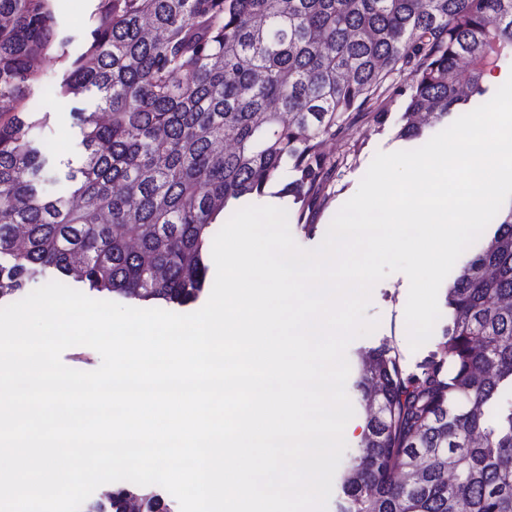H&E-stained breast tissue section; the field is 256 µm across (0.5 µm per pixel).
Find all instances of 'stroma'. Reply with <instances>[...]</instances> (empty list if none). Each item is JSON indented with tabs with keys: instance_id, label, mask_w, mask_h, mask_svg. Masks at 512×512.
<instances>
[{
	"instance_id": "stroma-1",
	"label": "stroma",
	"mask_w": 512,
	"mask_h": 512,
	"mask_svg": "<svg viewBox=\"0 0 512 512\" xmlns=\"http://www.w3.org/2000/svg\"><path fill=\"white\" fill-rule=\"evenodd\" d=\"M55 6L58 30L69 38L71 53L79 54L83 37L92 23L94 0H56ZM62 80V71L57 65L50 64L45 66L42 79L30 90L33 108L48 115L46 126L35 131L33 145L49 153L48 167L53 180L45 189L51 193L61 191L70 167L81 157L76 110L90 112L98 103V97L92 91L77 97L62 96ZM405 104V97L390 96L382 105L384 122H377L373 113L358 112L345 130L333 136L335 150L329 155L332 167L324 174L317 195L298 207L300 221L289 224L290 232L301 248L312 249L322 242L335 214L356 193L376 153L419 148V141H405L397 136ZM408 290L409 280L400 272L388 275L374 286L366 314L377 320L378 327L371 335L354 339L349 344V363H356L362 349L385 345L398 352L406 374H421L423 364L436 350L437 341L432 338L418 349L410 348L404 317Z\"/></svg>"
}]
</instances>
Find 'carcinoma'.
Instances as JSON below:
<instances>
[{
	"label": "carcinoma",
	"mask_w": 512,
	"mask_h": 512,
	"mask_svg": "<svg viewBox=\"0 0 512 512\" xmlns=\"http://www.w3.org/2000/svg\"><path fill=\"white\" fill-rule=\"evenodd\" d=\"M57 37L54 0H0V301L48 273L90 292L185 306L203 292L213 228L229 202L293 179L303 203L322 151L396 73L415 117L438 123L492 99L484 75L512 58V0H98L84 51ZM67 70L83 157L67 174L76 207L43 189L47 152L29 87L36 60ZM439 359L404 376L389 348L356 387L369 413L343 473L342 512H512V207L448 288ZM137 512H166L134 486ZM124 489L86 512H131Z\"/></svg>",
	"instance_id": "carcinoma-1"
}]
</instances>
